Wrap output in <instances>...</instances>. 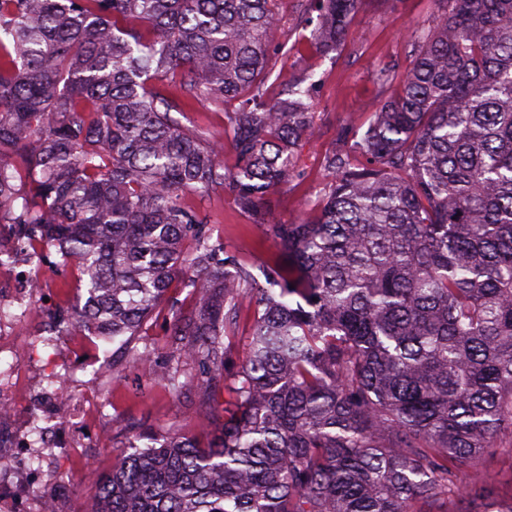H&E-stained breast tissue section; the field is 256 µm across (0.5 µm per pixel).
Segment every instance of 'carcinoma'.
<instances>
[{"mask_svg":"<svg viewBox=\"0 0 512 512\" xmlns=\"http://www.w3.org/2000/svg\"><path fill=\"white\" fill-rule=\"evenodd\" d=\"M278 0H0V228L77 291L56 328L154 362L143 325L177 282L154 381L220 433L148 427L91 512H441L459 472L512 447V0H443L319 212L266 197L297 175L304 76L270 105ZM360 0H307L328 55ZM221 106L224 136L181 123ZM235 152L224 166V137ZM220 190L277 252L244 260L186 194ZM253 313L245 358L231 350Z\"/></svg>","mask_w":512,"mask_h":512,"instance_id":"cac0c4a2","label":"carcinoma"}]
</instances>
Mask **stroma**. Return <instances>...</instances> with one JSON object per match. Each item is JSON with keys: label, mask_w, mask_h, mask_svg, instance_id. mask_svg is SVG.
<instances>
[{"label": "stroma", "mask_w": 512, "mask_h": 512, "mask_svg": "<svg viewBox=\"0 0 512 512\" xmlns=\"http://www.w3.org/2000/svg\"><path fill=\"white\" fill-rule=\"evenodd\" d=\"M285 25L271 48L275 70L266 84L268 99L285 97L302 73L312 75L314 128L302 148L300 175L270 194L276 217L290 223L310 218L316 188L327 181L326 156L343 150V132L366 124L373 112L399 88L414 58L411 34L438 17L441 0H360L345 43L321 56L309 47L302 0H279ZM188 205L209 213L225 243L248 259L273 255L232 199L221 193L189 195ZM116 347L97 336H65L57 347L40 348L41 356L63 358L66 375L76 378L75 396H94L98 414L80 424L82 447L60 451L39 448L27 457L38 496L56 501V512H88L97 486L127 439L148 426H161L186 436L201 434L207 415L221 413L225 401L200 402L195 386L171 396L154 381V366L120 364L102 369ZM478 478L466 480L461 497L448 501V512H483L489 502L512 501V450L493 448L481 459Z\"/></svg>", "instance_id": "obj_1"}]
</instances>
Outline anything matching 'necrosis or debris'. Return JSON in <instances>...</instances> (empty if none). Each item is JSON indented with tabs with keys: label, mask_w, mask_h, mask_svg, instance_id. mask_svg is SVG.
<instances>
[{
	"label": "necrosis or debris",
	"mask_w": 512,
	"mask_h": 512,
	"mask_svg": "<svg viewBox=\"0 0 512 512\" xmlns=\"http://www.w3.org/2000/svg\"><path fill=\"white\" fill-rule=\"evenodd\" d=\"M45 268L21 255L0 266V355L8 354V372L0 371V512H11L15 502L30 496L31 484L20 449L30 447V428L42 422L39 444L44 448H76V435L55 427L62 407L59 393L44 390V373L35 356L38 343L21 344V327L39 311V288L45 287Z\"/></svg>",
	"instance_id": "1"
}]
</instances>
